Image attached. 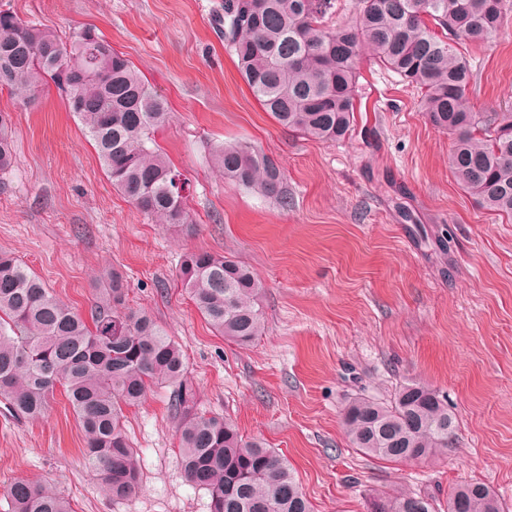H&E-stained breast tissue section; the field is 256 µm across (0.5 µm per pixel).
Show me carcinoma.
<instances>
[{
  "label": "carcinoma",
  "mask_w": 512,
  "mask_h": 512,
  "mask_svg": "<svg viewBox=\"0 0 512 512\" xmlns=\"http://www.w3.org/2000/svg\"><path fill=\"white\" fill-rule=\"evenodd\" d=\"M335 0H224V44L235 53L253 96L284 127L319 141L351 131L360 63L368 54L421 92V110L448 134V165L481 207L512 218V112H475L473 79L457 45L490 41L512 13V0H356L353 24L327 23ZM53 83L95 144L112 185L160 224H186L182 173L154 146L170 118L167 100L125 56L85 28L61 41L0 10V86L33 97ZM14 158L12 116L0 111V170ZM224 180L275 199L290 197L279 166L246 144L215 151ZM179 278L196 309L224 339L252 343L265 325L261 278L246 264L208 252L187 253ZM90 319L56 297L25 264L0 254V399L17 414L44 416L60 388L84 434L83 460L114 499L140 489L137 449L125 411L152 388L173 387L180 463L188 481L211 495V512H312L288 460L232 421L198 411L179 345L144 311L126 307L122 276L109 271ZM351 445L391 461L428 459L453 444L448 400L417 383L380 402L358 396L343 412ZM11 512H72L48 487L16 479L3 487ZM465 512H504L485 485L467 483L448 502ZM371 512H435L414 493L383 496Z\"/></svg>",
  "instance_id": "cac0c4a2"
}]
</instances>
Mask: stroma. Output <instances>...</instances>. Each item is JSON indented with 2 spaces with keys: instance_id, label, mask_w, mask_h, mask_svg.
Listing matches in <instances>:
<instances>
[{
  "instance_id": "1",
  "label": "stroma",
  "mask_w": 512,
  "mask_h": 512,
  "mask_svg": "<svg viewBox=\"0 0 512 512\" xmlns=\"http://www.w3.org/2000/svg\"><path fill=\"white\" fill-rule=\"evenodd\" d=\"M223 0H0L61 39L96 27L169 102L155 134L186 178L191 221L159 224L117 192L56 88L0 91L15 159L0 172V253L26 263L89 315L100 270L127 281L182 348L200 407L231 418L295 469L313 512H370L410 491L445 508L453 487L489 486L512 510V221L479 206L448 167L451 140L421 93L372 59L360 64L354 129L319 142L281 127L242 79L214 18ZM477 111L512 109V18L469 49ZM242 142L286 176L289 206L225 181L215 150ZM207 250L261 277L266 332L240 347L214 333L176 280L182 256ZM446 395L458 429L447 454L402 463L351 448L342 412L385 402L400 385ZM171 390L127 415L142 488L115 500L82 459L83 434L62 392L27 419L0 403V487L39 481L72 512H210L179 460Z\"/></svg>"
}]
</instances>
